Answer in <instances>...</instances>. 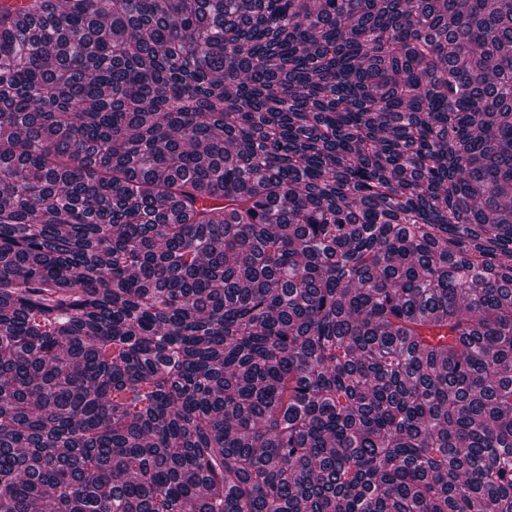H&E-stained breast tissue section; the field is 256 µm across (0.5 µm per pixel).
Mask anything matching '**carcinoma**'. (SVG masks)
<instances>
[{"label":"carcinoma","instance_id":"1","mask_svg":"<svg viewBox=\"0 0 512 512\" xmlns=\"http://www.w3.org/2000/svg\"><path fill=\"white\" fill-rule=\"evenodd\" d=\"M0 512H512V0H0Z\"/></svg>","mask_w":512,"mask_h":512}]
</instances>
